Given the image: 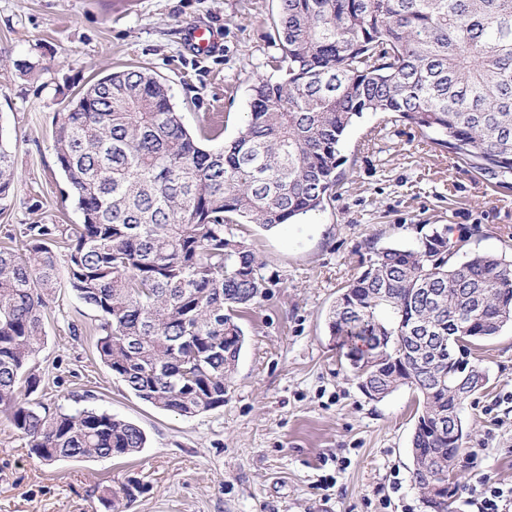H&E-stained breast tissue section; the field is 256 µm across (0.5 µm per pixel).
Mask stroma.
Here are the masks:
<instances>
[{"label": "stroma", "instance_id": "1", "mask_svg": "<svg viewBox=\"0 0 512 512\" xmlns=\"http://www.w3.org/2000/svg\"><path fill=\"white\" fill-rule=\"evenodd\" d=\"M278 0H0V136L15 157V193L0 236L22 224L79 222L56 165L52 122L97 74L151 67L186 127L223 117L233 139L258 79L277 78ZM212 28L220 51L201 55L191 27ZM31 62L22 72L17 61ZM335 200L266 231L234 225L267 282L244 313L246 341L224 405L192 418L137 398L96 354L95 312L68 286L55 293L36 358L33 399L96 406L136 423L129 458L47 468L0 415V512H425L412 480L416 392L369 399L329 327V311L374 249L415 246L425 224L468 251L512 256V185L453 159L392 115L365 113L340 146ZM82 328L70 335L68 321ZM489 381L464 410L467 471L512 487V329L473 352Z\"/></svg>", "mask_w": 512, "mask_h": 512}]
</instances>
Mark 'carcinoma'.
Masks as SVG:
<instances>
[{"instance_id": "carcinoma-1", "label": "carcinoma", "mask_w": 512, "mask_h": 512, "mask_svg": "<svg viewBox=\"0 0 512 512\" xmlns=\"http://www.w3.org/2000/svg\"><path fill=\"white\" fill-rule=\"evenodd\" d=\"M285 74L253 87L244 126L204 148L147 66L109 71L53 117L52 148L78 224H23L0 241V413L40 462L129 456L146 436L93 406L21 402L67 282L97 313L99 359L139 399L192 418L224 406L245 333L265 296L255 254L231 225L270 230L336 197L340 144L365 112L390 113L473 168L512 175V0H279ZM97 106L92 112L90 108ZM15 180L0 133V213ZM448 229L413 248L384 246L329 313L358 387L418 394L414 484L426 512H454L467 463L466 387L488 375L471 346L512 326V259L456 260ZM436 292L423 306L421 290ZM464 359L458 370L448 350ZM456 414V432L436 425Z\"/></svg>"}]
</instances>
